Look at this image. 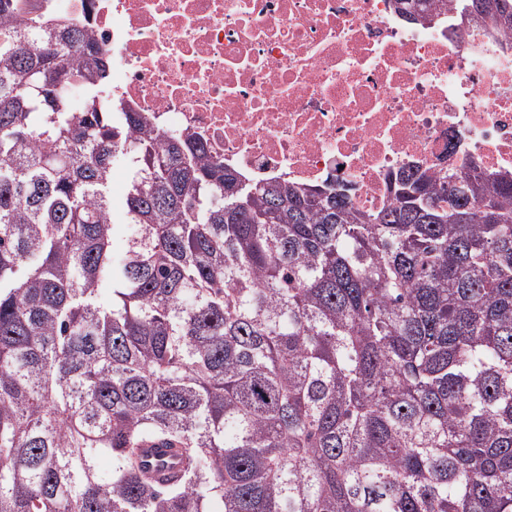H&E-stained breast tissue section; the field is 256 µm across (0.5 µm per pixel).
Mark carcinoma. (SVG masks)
<instances>
[{
    "label": "carcinoma",
    "mask_w": 512,
    "mask_h": 512,
    "mask_svg": "<svg viewBox=\"0 0 512 512\" xmlns=\"http://www.w3.org/2000/svg\"><path fill=\"white\" fill-rule=\"evenodd\" d=\"M465 2L512 30V0ZM16 10L0 512H512V176L402 170L377 211L247 181L113 114L86 28ZM145 443L181 467L154 480Z\"/></svg>",
    "instance_id": "1"
}]
</instances>
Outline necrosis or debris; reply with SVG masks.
I'll list each match as a JSON object with an SVG mask.
<instances>
[{
	"label": "necrosis or debris",
	"mask_w": 512,
	"mask_h": 512,
	"mask_svg": "<svg viewBox=\"0 0 512 512\" xmlns=\"http://www.w3.org/2000/svg\"><path fill=\"white\" fill-rule=\"evenodd\" d=\"M112 57L126 108L252 179L392 200L402 168L473 160L512 175V31L456 0L427 21L395 0H19Z\"/></svg>",
	"instance_id": "1"
}]
</instances>
